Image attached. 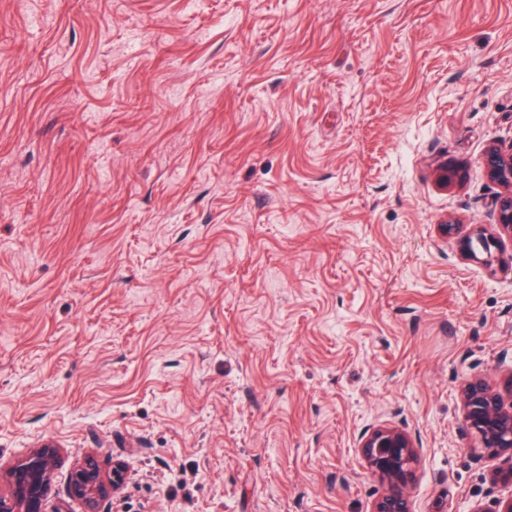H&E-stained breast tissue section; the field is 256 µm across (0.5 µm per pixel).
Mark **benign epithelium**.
I'll list each match as a JSON object with an SVG mask.
<instances>
[{"mask_svg":"<svg viewBox=\"0 0 512 512\" xmlns=\"http://www.w3.org/2000/svg\"><path fill=\"white\" fill-rule=\"evenodd\" d=\"M482 163L489 180L498 188L495 231L475 225L459 239L463 257L471 261L480 260L482 255L490 258L502 250L505 241L512 242V148L491 145ZM461 401V434L478 436L489 456L504 458L494 472L495 481L512 487V377L501 390L481 378H471L461 388ZM359 451L383 488L370 512H413L407 487L419 461V449L412 436L397 426L378 425L362 433ZM57 464V448L44 443L1 469L0 512H44ZM125 480L124 465H115L112 474L104 477L88 458L73 472L71 489L84 499L87 512H99L100 501L116 493Z\"/></svg>","mask_w":512,"mask_h":512,"instance_id":"obj_1","label":"benign epithelium"}]
</instances>
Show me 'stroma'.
<instances>
[{
	"label": "stroma",
	"instance_id": "obj_1",
	"mask_svg": "<svg viewBox=\"0 0 512 512\" xmlns=\"http://www.w3.org/2000/svg\"><path fill=\"white\" fill-rule=\"evenodd\" d=\"M512 146V0H0V466L59 449L100 512H414L508 490L459 388L512 374L482 156ZM459 177L440 186L437 171ZM358 448L367 469L383 488L370 512H413L407 487L420 456L412 436L397 426L378 425L362 433ZM126 480L123 464L112 468V474L103 477L92 459L88 458L71 476V489L74 495L84 499L88 512H99L100 501L116 493Z\"/></svg>",
	"mask_w": 512,
	"mask_h": 512
}]
</instances>
